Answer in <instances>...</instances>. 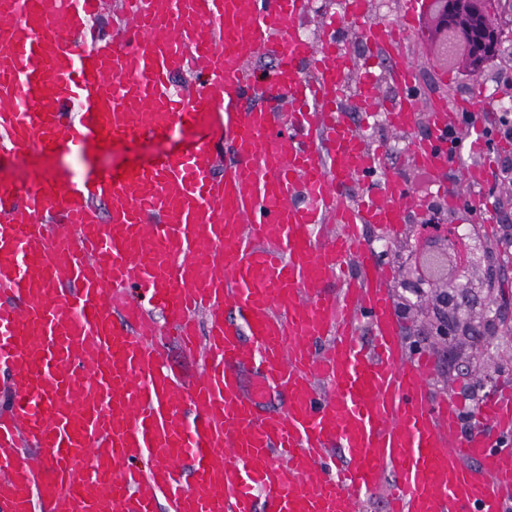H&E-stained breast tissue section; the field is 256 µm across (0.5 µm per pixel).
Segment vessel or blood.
<instances>
[{
	"label": "vessel or blood",
	"instance_id": "b4317fda",
	"mask_svg": "<svg viewBox=\"0 0 512 512\" xmlns=\"http://www.w3.org/2000/svg\"><path fill=\"white\" fill-rule=\"evenodd\" d=\"M99 5L0 0V161L85 158L216 110L229 158L216 173L204 142L114 173L0 180V512H357L364 496L386 512H507L512 384L466 431L456 390L430 395L436 359L406 352L365 238L426 201L342 108L351 75L361 116L403 131L425 116L432 135L407 157L459 205L439 178L456 162L447 130L471 113L482 150L490 101L422 104L404 52L417 0L396 23L337 0L317 43L290 31L310 0H120L111 39L78 43ZM349 27L364 57L341 42ZM266 53L260 79L249 61ZM382 77L402 95L378 102ZM249 97L268 105L243 109ZM489 169L463 171L478 214ZM373 176L351 200L349 182ZM168 334L201 355L194 379L166 359Z\"/></svg>",
	"mask_w": 512,
	"mask_h": 512
}]
</instances>
